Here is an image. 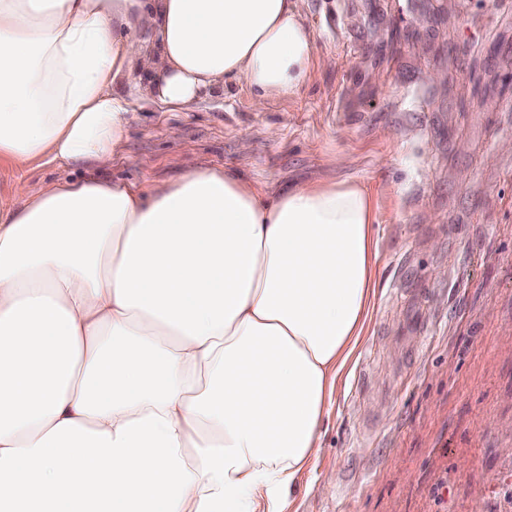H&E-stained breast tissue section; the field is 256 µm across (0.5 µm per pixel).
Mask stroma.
<instances>
[{"label":"stroma","mask_w":512,"mask_h":512,"mask_svg":"<svg viewBox=\"0 0 512 512\" xmlns=\"http://www.w3.org/2000/svg\"><path fill=\"white\" fill-rule=\"evenodd\" d=\"M327 66L256 108L245 80L170 111L136 72L135 186L198 164L277 193L359 182L375 289L321 451L284 512H512V0H299ZM80 167L0 160V202Z\"/></svg>","instance_id":"35a3bbf8"}]
</instances>
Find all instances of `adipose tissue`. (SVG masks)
I'll return each instance as SVG.
<instances>
[{
    "mask_svg": "<svg viewBox=\"0 0 512 512\" xmlns=\"http://www.w3.org/2000/svg\"><path fill=\"white\" fill-rule=\"evenodd\" d=\"M315 57L297 0H0V159L88 171L0 207V512H280L369 310L367 193L97 170L139 61L182 110L291 98Z\"/></svg>",
    "mask_w": 512,
    "mask_h": 512,
    "instance_id": "obj_1",
    "label": "adipose tissue"
}]
</instances>
